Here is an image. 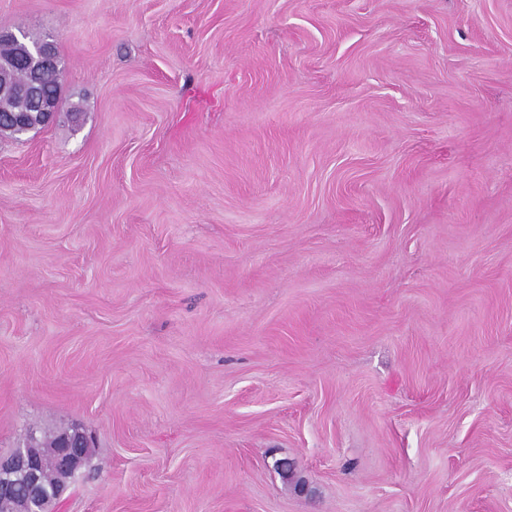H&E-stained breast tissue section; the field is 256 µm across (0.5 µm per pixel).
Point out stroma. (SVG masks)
I'll list each match as a JSON object with an SVG mask.
<instances>
[{
    "instance_id": "1",
    "label": "stroma",
    "mask_w": 512,
    "mask_h": 512,
    "mask_svg": "<svg viewBox=\"0 0 512 512\" xmlns=\"http://www.w3.org/2000/svg\"><path fill=\"white\" fill-rule=\"evenodd\" d=\"M0 29L82 111L0 134V455L90 434L58 512H512V0Z\"/></svg>"
}]
</instances>
